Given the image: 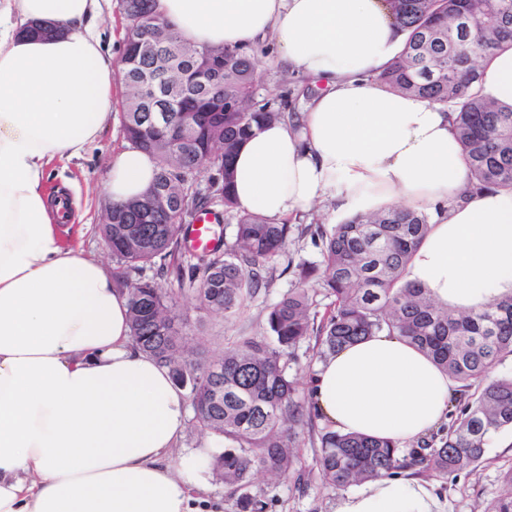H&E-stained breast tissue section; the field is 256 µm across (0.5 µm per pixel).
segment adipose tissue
I'll return each mask as SVG.
<instances>
[{
    "mask_svg": "<svg viewBox=\"0 0 512 512\" xmlns=\"http://www.w3.org/2000/svg\"><path fill=\"white\" fill-rule=\"evenodd\" d=\"M198 46L269 41L289 71L324 88L293 121L238 149L240 209L278 222L325 203L368 211L397 200L437 214L409 277L439 304L476 310L512 294V192L467 195L447 112L388 90L399 53L385 0H154ZM102 0H0V512H194L204 451L173 455L188 406L164 365L132 341L112 274L63 247L53 160L80 157L111 119L119 64L98 33ZM54 25L53 36L29 33ZM483 95L512 105V49L482 69ZM152 157L113 154L111 201L145 192ZM455 385L398 336L366 337L318 363L309 398L322 423L406 445L448 420ZM335 512H445L418 477L368 482Z\"/></svg>",
    "mask_w": 512,
    "mask_h": 512,
    "instance_id": "1",
    "label": "adipose tissue"
}]
</instances>
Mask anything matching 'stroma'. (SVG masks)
Instances as JSON below:
<instances>
[{
  "label": "stroma",
  "mask_w": 512,
  "mask_h": 512,
  "mask_svg": "<svg viewBox=\"0 0 512 512\" xmlns=\"http://www.w3.org/2000/svg\"><path fill=\"white\" fill-rule=\"evenodd\" d=\"M258 77L266 93L287 101L289 111L306 110L318 92V86L300 75L293 74L277 63L270 50L258 54ZM122 82L112 86V119L101 137L90 144L82 157L57 164L56 175L46 186L54 191L63 183H71L86 213L84 223L62 224L58 227L65 246L83 251L86 255L111 264L112 252L100 232L109 199L103 189V179L112 155L127 145L121 132ZM320 260L319 249L310 235L293 234L288 255L277 257L269 268V285L249 299L245 307L232 318L209 316L199 310L192 294L178 295L175 313L183 327L189 348L199 352L221 351L235 337L263 336L267 333V316L271 307L291 288L292 271L289 258ZM317 439L304 433L299 439L297 467L301 481L278 480L258 475L249 487L250 496L266 502V512H334L337 491L325 488L315 467ZM512 467V433L496 436L488 459L476 471L460 474L456 479L435 478L434 484L445 512H473L477 504L497 497L502 489L501 475Z\"/></svg>",
  "instance_id": "35a3bbf8"
}]
</instances>
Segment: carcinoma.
<instances>
[{"label":"carcinoma","instance_id":"1","mask_svg":"<svg viewBox=\"0 0 512 512\" xmlns=\"http://www.w3.org/2000/svg\"><path fill=\"white\" fill-rule=\"evenodd\" d=\"M389 6L404 41L378 79L393 92L451 110L469 173L467 193L512 192V106L487 100L480 87V62L512 48V0H389ZM122 8L127 29L143 43L132 50L135 62L121 68L122 133L153 157L157 171L138 203L112 205V223L101 230L119 264L112 271L115 285L129 296L133 342L187 386L198 425L224 439V450L214 455L216 475L234 493L250 486L258 472L299 482L298 440L306 431L317 437L319 476L336 491L406 472L425 478L474 472L487 459L489 436L512 430V376L496 374L512 356V295L462 313L437 305L406 279L432 220L425 207L360 213L330 229L275 223L239 209L231 191L239 146L256 129L285 117L284 106L261 93L257 53L184 40L160 23L152 0H123ZM460 18L469 31L454 27ZM212 53L224 54V76L183 90L181 111L169 113L165 124L156 120L150 94L133 92L158 58L190 68ZM207 165L221 179H212L204 195L195 182ZM160 188L170 190L171 204L156 213L143 202ZM216 202L235 219L233 240L218 252L186 250L184 227ZM295 229L311 235L321 261H288L295 281L268 313L270 336H240L210 355L188 352L174 316L175 294L160 281L188 288L209 313L232 316L266 285L268 264ZM146 268L154 270V279L128 275ZM319 295L330 300L321 318ZM377 333L409 340L458 384L451 422L412 448L318 426L316 408L296 399L288 374V362L311 337L320 361ZM503 481L506 491L483 512H512V468Z\"/></svg>","mask_w":512,"mask_h":512}]
</instances>
